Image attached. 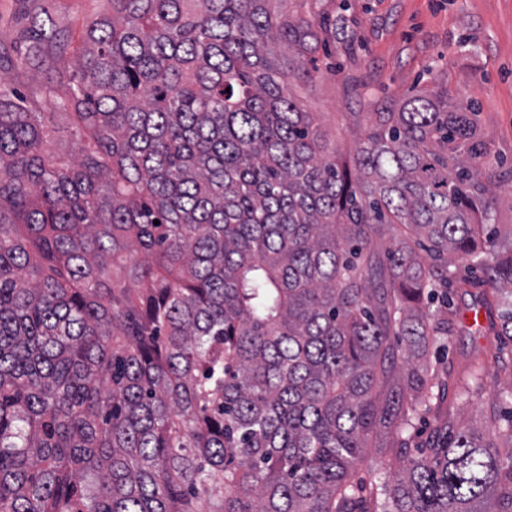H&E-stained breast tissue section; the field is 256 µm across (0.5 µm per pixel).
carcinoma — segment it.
<instances>
[{
	"label": "carcinoma",
	"instance_id": "1",
	"mask_svg": "<svg viewBox=\"0 0 512 512\" xmlns=\"http://www.w3.org/2000/svg\"><path fill=\"white\" fill-rule=\"evenodd\" d=\"M320 2L109 0L66 76L29 17L55 111L0 92V512H512V391L481 431L446 395L512 352L421 363L463 324L458 260L512 340V239L483 238L505 173L446 86L351 113L344 160L299 94Z\"/></svg>",
	"mask_w": 512,
	"mask_h": 512
}]
</instances>
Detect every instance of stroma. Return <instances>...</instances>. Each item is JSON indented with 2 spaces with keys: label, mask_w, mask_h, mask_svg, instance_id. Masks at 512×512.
I'll return each mask as SVG.
<instances>
[{
  "label": "stroma",
  "mask_w": 512,
  "mask_h": 512,
  "mask_svg": "<svg viewBox=\"0 0 512 512\" xmlns=\"http://www.w3.org/2000/svg\"><path fill=\"white\" fill-rule=\"evenodd\" d=\"M79 43L104 0H48ZM344 32L324 75L303 91L331 141L352 144L347 113L395 108L436 84L471 103L502 171L512 170V0H325Z\"/></svg>",
  "instance_id": "1"
}]
</instances>
